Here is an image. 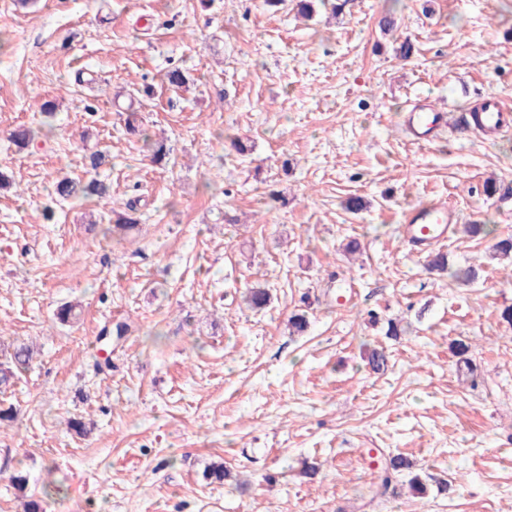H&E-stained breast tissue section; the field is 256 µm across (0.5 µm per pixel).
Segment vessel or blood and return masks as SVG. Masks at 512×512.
I'll list each match as a JSON object with an SVG mask.
<instances>
[{"instance_id":"vessel-or-blood-1","label":"vessel or blood","mask_w":512,"mask_h":512,"mask_svg":"<svg viewBox=\"0 0 512 512\" xmlns=\"http://www.w3.org/2000/svg\"><path fill=\"white\" fill-rule=\"evenodd\" d=\"M444 122L441 113L423 106L413 107L406 116L405 127L417 139L424 140ZM482 130L489 133L505 131L512 127V113L499 101L485 103L480 109ZM458 222L457 210L445 201H430L411 208L404 216L402 233L405 243L422 253L448 233Z\"/></svg>"}]
</instances>
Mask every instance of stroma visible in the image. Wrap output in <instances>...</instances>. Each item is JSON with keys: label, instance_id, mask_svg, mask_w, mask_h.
<instances>
[{"label": "stroma", "instance_id": "stroma-1", "mask_svg": "<svg viewBox=\"0 0 512 512\" xmlns=\"http://www.w3.org/2000/svg\"><path fill=\"white\" fill-rule=\"evenodd\" d=\"M491 98L512 108V0H316L309 20L292 0H0V352L34 349L0 393V512L28 493L45 512H512V266L491 257L512 234V130L418 143L402 123ZM94 152L110 198L56 202ZM132 199L137 230L111 232ZM432 199L459 213L443 273L402 239ZM69 301L81 317L59 324ZM394 455L411 468L380 489ZM134 121V113L132 112L127 119V131L131 134H138L140 136L147 150L152 153L154 161H162V159L169 154V149L164 143L154 142L145 130H140L139 127L135 125Z\"/></svg>", "mask_w": 512, "mask_h": 512}]
</instances>
